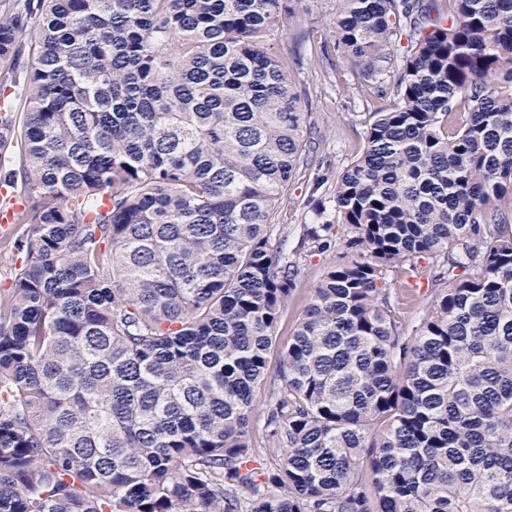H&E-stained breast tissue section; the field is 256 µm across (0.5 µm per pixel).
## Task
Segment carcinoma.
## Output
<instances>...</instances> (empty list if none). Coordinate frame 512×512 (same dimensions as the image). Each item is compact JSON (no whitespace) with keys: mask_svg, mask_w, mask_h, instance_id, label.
<instances>
[{"mask_svg":"<svg viewBox=\"0 0 512 512\" xmlns=\"http://www.w3.org/2000/svg\"><path fill=\"white\" fill-rule=\"evenodd\" d=\"M328 2L385 105L292 242ZM2 185L0 512H512V0H0ZM342 248H336L334 252L317 255L300 265L297 291L288 300L282 314L279 337L281 341H287L289 331L294 327L301 315L308 299L311 288L320 280L325 268L338 259ZM421 270L423 271L421 272ZM421 270L418 278L415 277L416 274L411 272H393L388 278V282H395L394 286L396 288H398L400 282L405 283L409 287L407 289H411L410 291L414 295L415 301L412 304L403 306V308L400 310L401 315L399 318L405 325L418 321L422 317L424 309L431 299V293L429 292L430 287L427 286V277L430 276L429 272L425 271L426 268H421ZM412 282L418 283L419 288H414ZM394 286L391 285L390 287L393 288Z\"/></svg>","mask_w":512,"mask_h":512,"instance_id":"carcinoma-1","label":"carcinoma"}]
</instances>
